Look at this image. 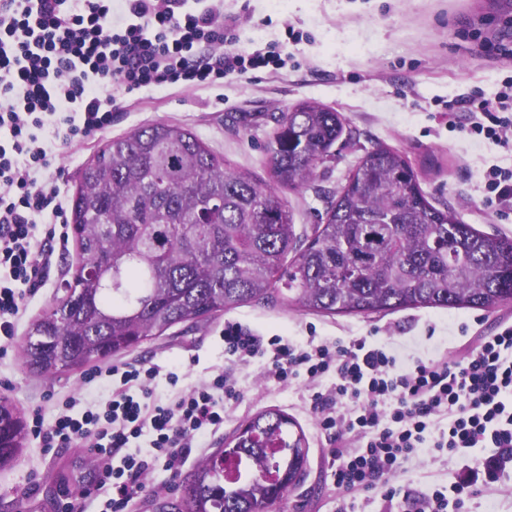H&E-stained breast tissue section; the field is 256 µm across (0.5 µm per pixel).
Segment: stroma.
I'll return each instance as SVG.
<instances>
[{"label":"stroma","instance_id":"35a3bbf8","mask_svg":"<svg viewBox=\"0 0 512 512\" xmlns=\"http://www.w3.org/2000/svg\"><path fill=\"white\" fill-rule=\"evenodd\" d=\"M224 12L241 19V47L282 44L286 67L276 75L261 68L210 88L143 94L113 113L111 129L73 143L57 158L67 171L66 192H73L83 166L107 141L157 122L189 127L227 168L268 180L266 147L276 117L314 100L341 112L345 129L309 182L285 193L297 226L320 223L365 152L387 146L408 156L433 206L454 209L481 232L512 237V205L485 202V176L494 168H512V144L501 146L470 133L465 113L448 117L456 100L494 98L512 80V0H224ZM75 261L71 244L31 300L19 337H26L31 322L62 296ZM510 318L512 303L491 309L408 308L369 316H322L295 305L252 303L176 325L123 359H147L176 369L178 385L162 381L156 389L165 401L221 371L236 381L241 399L228 406L223 429L210 436L206 447L192 449L186 464L190 470L223 447L225 437L250 417L268 409L287 413L308 440L307 477L273 512H330L331 471L308 387L300 382L268 385L257 362L231 365L219 335L224 324L237 322L263 336L297 341L369 336L381 344H406L411 354H431L460 330L486 336ZM83 379L80 371L36 377L15 347L0 357V397L9 398L26 420L38 408L45 423H52L56 400L69 396L88 409L103 407L110 386H88ZM456 464V459L436 461L425 452L407 463L404 480L423 492L448 481ZM96 480L86 449L74 445L46 451L29 440L21 462L0 469V512H58L62 499Z\"/></svg>","mask_w":512,"mask_h":512}]
</instances>
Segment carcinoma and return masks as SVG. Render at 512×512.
I'll list each match as a JSON object with an SVG mask.
<instances>
[{
	"mask_svg": "<svg viewBox=\"0 0 512 512\" xmlns=\"http://www.w3.org/2000/svg\"><path fill=\"white\" fill-rule=\"evenodd\" d=\"M272 183L224 170L190 129L154 123L108 141L70 198L78 259L67 294L31 323L21 354L40 377L81 371L170 328L242 304L326 315L512 302V238L485 234L424 195L399 150L367 152L309 238L284 190L312 176L344 130L317 101L281 113ZM285 413H257L153 512H270L304 480L307 444ZM25 425L0 398V469Z\"/></svg>",
	"mask_w": 512,
	"mask_h": 512,
	"instance_id": "obj_1",
	"label": "carcinoma"
}]
</instances>
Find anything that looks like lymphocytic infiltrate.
Here are the masks:
<instances>
[{
  "label": "lymphocytic infiltrate",
  "mask_w": 512,
  "mask_h": 512,
  "mask_svg": "<svg viewBox=\"0 0 512 512\" xmlns=\"http://www.w3.org/2000/svg\"><path fill=\"white\" fill-rule=\"evenodd\" d=\"M239 17L213 0H0V355L11 348L29 305L69 242L66 195L55 156L109 130L113 113L143 90L198 89L259 68L282 69L283 47L238 48ZM471 132L512 142V81L498 109L462 102ZM224 353L259 361L266 383L304 380L328 446L334 512H367L358 491L380 489L378 512H464L482 491L512 480V322L464 351L401 356L361 336L349 342H291L225 324ZM111 395L99 411L63 400L53 423L34 412L41 448L76 444L104 457V512H127L155 466L179 473L191 449L224 425L241 392L216 374L162 402L159 381L175 371L149 361L95 370ZM147 439L150 453H131ZM425 448L468 459L473 476L422 493L392 485ZM482 456H475V449Z\"/></svg>",
  "instance_id": "1"
}]
</instances>
